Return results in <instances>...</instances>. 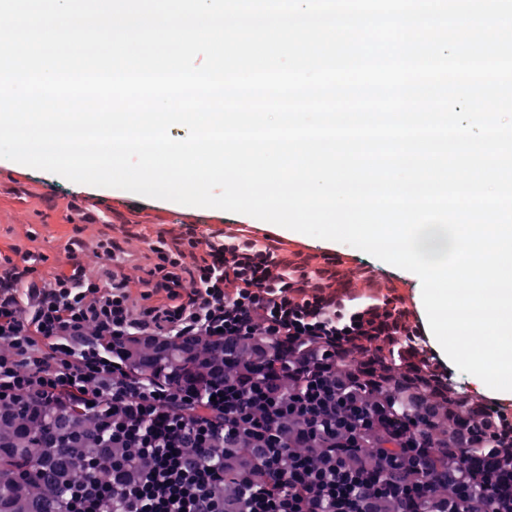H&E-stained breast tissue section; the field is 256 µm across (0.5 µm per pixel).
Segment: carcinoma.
<instances>
[{
	"label": "carcinoma",
	"mask_w": 512,
	"mask_h": 512,
	"mask_svg": "<svg viewBox=\"0 0 512 512\" xmlns=\"http://www.w3.org/2000/svg\"><path fill=\"white\" fill-rule=\"evenodd\" d=\"M252 358L242 343L224 358V343L208 337H179L156 349L139 348L130 364L148 379L180 382L185 371L213 368L231 377L237 360ZM432 437L448 435L446 396L423 390ZM100 416L75 414L34 403L0 410V512H63L67 489L86 475L85 465L109 460L113 450L98 436Z\"/></svg>",
	"instance_id": "1"
}]
</instances>
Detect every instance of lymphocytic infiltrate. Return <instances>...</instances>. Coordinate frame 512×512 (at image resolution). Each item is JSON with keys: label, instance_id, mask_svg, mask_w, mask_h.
Instances as JSON below:
<instances>
[{"label": "lymphocytic infiltrate", "instance_id": "lymphocytic-infiltrate-1", "mask_svg": "<svg viewBox=\"0 0 512 512\" xmlns=\"http://www.w3.org/2000/svg\"><path fill=\"white\" fill-rule=\"evenodd\" d=\"M149 247L137 297L110 237L97 243L95 279L75 262L47 281L39 256H0V338L11 346L0 408L103 413L107 441L125 451L111 482L73 485L66 512H512L511 400L461 392L471 421L444 441L396 409L414 382L451 378L398 277L368 264L365 287H352L342 273L352 255L310 253L254 224L213 237L190 224ZM181 336L218 337L228 351L246 340L264 360L176 386L124 366L139 339ZM384 350L392 365L368 369ZM475 436L495 452L467 454ZM445 483L454 494L443 499Z\"/></svg>", "mask_w": 512, "mask_h": 512}]
</instances>
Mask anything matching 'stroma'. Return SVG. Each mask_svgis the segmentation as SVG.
I'll use <instances>...</instances> for the list:
<instances>
[{
  "label": "stroma",
  "instance_id": "1",
  "mask_svg": "<svg viewBox=\"0 0 512 512\" xmlns=\"http://www.w3.org/2000/svg\"><path fill=\"white\" fill-rule=\"evenodd\" d=\"M14 174L24 184L22 192L0 191V253L12 251L44 255L40 272L69 266L68 246L72 237L83 238L86 247L78 259L87 274H96L99 260L95 253L98 239L116 237L124 250V271L138 281L151 263L148 241L164 224L166 211L176 202L130 194L128 202L112 205L98 223L74 226L66 204L75 190L73 182L56 174L0 159V171Z\"/></svg>",
  "mask_w": 512,
  "mask_h": 512
}]
</instances>
